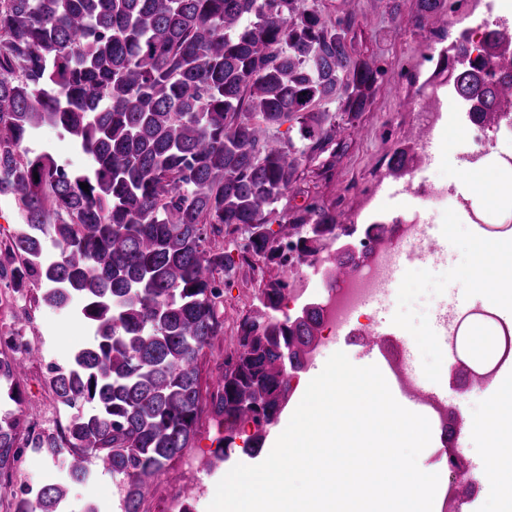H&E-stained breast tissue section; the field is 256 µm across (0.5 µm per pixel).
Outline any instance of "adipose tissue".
Instances as JSON below:
<instances>
[{"label":"adipose tissue","mask_w":512,"mask_h":512,"mask_svg":"<svg viewBox=\"0 0 512 512\" xmlns=\"http://www.w3.org/2000/svg\"><path fill=\"white\" fill-rule=\"evenodd\" d=\"M473 181L468 190L475 194L487 209L498 208L505 193H512V169H504L499 162L473 164ZM507 255L501 239L479 236L474 240L472 287L481 291L487 299L503 300V262ZM499 409L501 419L495 424H483L486 441V456L497 461L499 482L496 486L499 498L512 502V380H503L491 396Z\"/></svg>","instance_id":"adipose-tissue-1"}]
</instances>
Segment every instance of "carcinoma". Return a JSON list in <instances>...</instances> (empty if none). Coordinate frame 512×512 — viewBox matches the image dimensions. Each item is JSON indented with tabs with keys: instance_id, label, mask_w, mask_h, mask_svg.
Here are the masks:
<instances>
[{
	"instance_id": "1",
	"label": "carcinoma",
	"mask_w": 512,
	"mask_h": 512,
	"mask_svg": "<svg viewBox=\"0 0 512 512\" xmlns=\"http://www.w3.org/2000/svg\"><path fill=\"white\" fill-rule=\"evenodd\" d=\"M445 6L389 8L421 22ZM356 25L321 0H0V196L19 219L0 276L92 332L48 378L72 425L30 441L46 457L68 454L65 474L12 512H63L91 458L123 476L124 512H140L206 410L224 428L217 461L237 437L245 454L261 448L265 432L245 430L253 406L277 418L291 389L281 353L304 365L323 325L314 307L289 319L286 282L264 267L281 265L285 238L306 259L355 231L334 208L282 201L302 193V162L329 169L320 157L336 156L343 125L371 110L384 68L358 51ZM441 57L471 122L512 106V29L487 30L477 52L463 33ZM287 122L296 137L270 135ZM46 125L68 134L85 168L25 146ZM410 152L395 150L389 170H405ZM230 234L250 241L241 261L260 299L236 327L235 367L204 400L201 356L224 334L215 283L236 268L219 243ZM23 371L0 356V396L16 400ZM18 429L0 420V476L21 452Z\"/></svg>"
}]
</instances>
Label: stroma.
Returning <instances> with one entry per match:
<instances>
[{"instance_id": "obj_1", "label": "stroma", "mask_w": 512, "mask_h": 512, "mask_svg": "<svg viewBox=\"0 0 512 512\" xmlns=\"http://www.w3.org/2000/svg\"><path fill=\"white\" fill-rule=\"evenodd\" d=\"M326 5L345 8L358 20V42L362 51L386 67L372 109L359 120L362 133L346 130L343 148L326 173L305 166L302 186L310 200L335 205L340 224L371 223L376 216L389 215L397 201L393 190L407 186L408 172L390 174L387 164L396 148L405 146L407 136L422 125L420 110L423 90L430 89L442 104L441 116L433 131L439 144L429 173L448 188L449 201L435 205L420 204L422 219L433 224L447 244L446 261L438 265L409 266L400 273L389 295L380 306H366L359 321L363 324L386 321L405 336L415 365L437 388L448 395L453 416L469 425L484 418L488 393L472 397L463 387H477L472 375L449 370V355L436 335L433 319L403 317L401 310L415 302L425 289L436 296L452 297L455 289L467 288L469 243L481 229L463 209L470 196L463 186L467 158L475 154L476 144L467 133L471 123L467 106L451 92L449 82L438 72L439 54L462 32L472 30L475 20L489 16L507 20L512 25V0H459L455 8L431 14L423 24H416L410 14L391 15L387 0H324ZM30 148L50 150L68 167L80 169L87 158L77 151L68 135L52 126L43 127ZM258 288L244 272H237L224 284V334L206 347L200 361V390L208 392L212 378L224 355V349L236 342V321L252 306ZM32 321L21 333L34 342L38 359L27 362L16 386V403L32 413L42 411L53 395L45 384L52 367L66 365L77 348L86 345L91 332L72 312L36 306ZM218 428L210 414H202L197 424V441L185 456L176 459L159 476L151 496L141 512H162L167 498L180 493L186 483L198 488L192 512H207L215 495L217 482L248 456L232 452L219 466H212L217 448ZM122 477L94 470L91 478L71 489L68 512H82L86 503H96L100 512H123Z\"/></svg>"}]
</instances>
